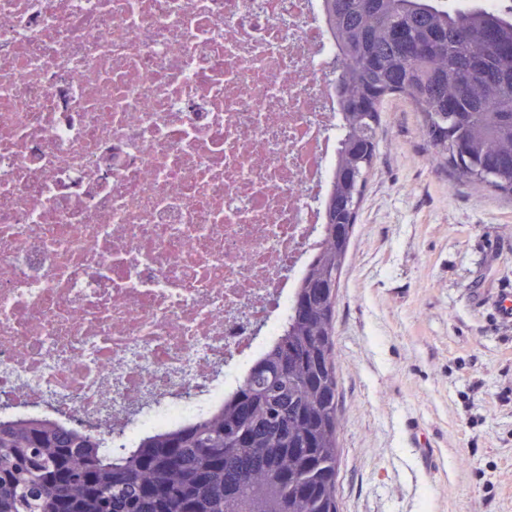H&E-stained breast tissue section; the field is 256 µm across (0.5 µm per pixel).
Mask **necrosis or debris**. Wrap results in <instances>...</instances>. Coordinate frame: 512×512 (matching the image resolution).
<instances>
[{"label":"necrosis or debris","mask_w":512,"mask_h":512,"mask_svg":"<svg viewBox=\"0 0 512 512\" xmlns=\"http://www.w3.org/2000/svg\"><path fill=\"white\" fill-rule=\"evenodd\" d=\"M322 0H0V400L121 442L214 411L323 237Z\"/></svg>","instance_id":"obj_1"}]
</instances>
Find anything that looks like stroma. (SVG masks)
<instances>
[{
	"label": "stroma",
	"mask_w": 512,
	"mask_h": 512,
	"mask_svg": "<svg viewBox=\"0 0 512 512\" xmlns=\"http://www.w3.org/2000/svg\"><path fill=\"white\" fill-rule=\"evenodd\" d=\"M334 317L340 512H512V199L388 97Z\"/></svg>",
	"instance_id": "35a3bbf8"
}]
</instances>
